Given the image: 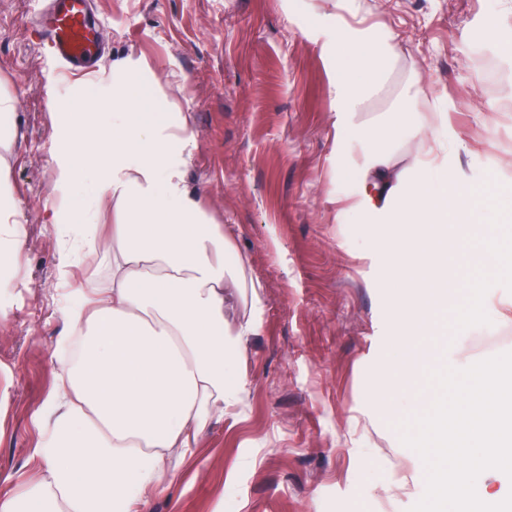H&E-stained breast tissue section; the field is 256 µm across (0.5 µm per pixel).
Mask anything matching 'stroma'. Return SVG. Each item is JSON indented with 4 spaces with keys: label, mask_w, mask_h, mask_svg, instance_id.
<instances>
[{
    "label": "stroma",
    "mask_w": 512,
    "mask_h": 512,
    "mask_svg": "<svg viewBox=\"0 0 512 512\" xmlns=\"http://www.w3.org/2000/svg\"><path fill=\"white\" fill-rule=\"evenodd\" d=\"M46 0H0V98L11 99L15 143L6 159L23 205V245L0 288V473L33 475V417L51 390L53 348L65 334L60 241L50 231L54 160L70 99L107 96L130 65L169 111L191 117L184 182L224 227L263 299L262 330L238 370L247 393L204 434L195 462L143 512H409L426 470L400 440L424 412L429 365L408 384L394 372L411 348L437 347L455 368L490 358L472 327L497 323L512 351V274L477 292L471 243L448 260L449 299L437 332L402 335L398 287L380 249L381 215L353 211L354 171L365 146L336 121L322 55L336 17L399 35L402 77L437 92L421 100L447 142L448 175L473 192L494 186L512 214V83L487 89L475 54L512 76V53L488 33L512 26V0H94L106 45L94 72L72 76L32 30ZM466 151H458V139ZM470 314L471 326L458 321Z\"/></svg>",
    "instance_id": "obj_1"
}]
</instances>
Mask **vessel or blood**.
Segmentation results:
<instances>
[{
	"mask_svg": "<svg viewBox=\"0 0 512 512\" xmlns=\"http://www.w3.org/2000/svg\"><path fill=\"white\" fill-rule=\"evenodd\" d=\"M91 12V0H51L36 22L43 41L66 70L85 72L99 59L102 46Z\"/></svg>",
	"mask_w": 512,
	"mask_h": 512,
	"instance_id": "obj_1",
	"label": "vessel or blood"
}]
</instances>
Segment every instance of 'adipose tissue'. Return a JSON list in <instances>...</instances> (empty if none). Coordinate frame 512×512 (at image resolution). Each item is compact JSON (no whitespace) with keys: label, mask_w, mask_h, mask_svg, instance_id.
I'll use <instances>...</instances> for the list:
<instances>
[{"label":"adipose tissue","mask_w":512,"mask_h":512,"mask_svg":"<svg viewBox=\"0 0 512 512\" xmlns=\"http://www.w3.org/2000/svg\"><path fill=\"white\" fill-rule=\"evenodd\" d=\"M322 50L335 72L337 121L368 144L357 167L359 206L383 214L382 252L412 292L397 301L403 327L423 329L444 301L448 256L459 241L478 242L473 263L491 287L499 227L472 223L462 185L417 192L390 212L409 171L426 178L438 168L437 129L418 104L426 90L415 86L408 104L368 122L365 112L397 69V34L376 38L339 24ZM61 139L62 196L51 226L71 235L58 262L71 301L61 310L67 333L57 345L69 353L57 358L56 384L35 420L37 475L0 474V512H139L242 402L247 382L236 363L261 330L262 298L248 288L244 265L226 266L231 240L186 190L187 113L168 111L138 71L113 82L108 98L74 99ZM79 171L89 172L88 183L76 182ZM21 217L9 167L0 163V274L20 252ZM101 247L104 275L75 282L82 253ZM230 288L250 291L248 312L235 318L225 314Z\"/></svg>","instance_id":"1"}]
</instances>
